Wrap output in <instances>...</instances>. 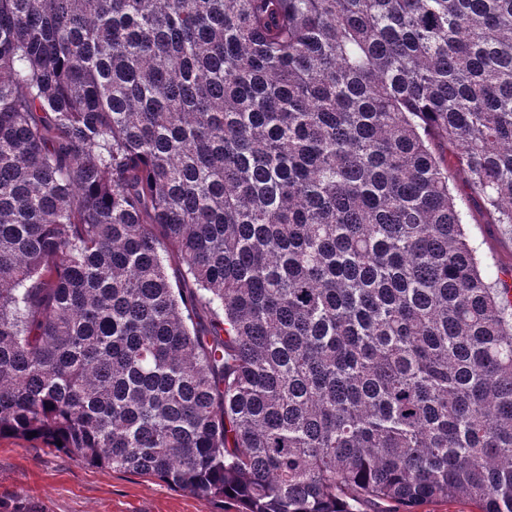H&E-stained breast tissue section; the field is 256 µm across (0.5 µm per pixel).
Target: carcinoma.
Listing matches in <instances>:
<instances>
[{
	"mask_svg": "<svg viewBox=\"0 0 512 512\" xmlns=\"http://www.w3.org/2000/svg\"><path fill=\"white\" fill-rule=\"evenodd\" d=\"M512 0H0V437L245 512H512ZM490 223L482 203L473 197L463 227L468 242L477 248L482 273L488 276L512 271V234L505 233L501 224Z\"/></svg>",
	"mask_w": 512,
	"mask_h": 512,
	"instance_id": "obj_1",
	"label": "carcinoma"
}]
</instances>
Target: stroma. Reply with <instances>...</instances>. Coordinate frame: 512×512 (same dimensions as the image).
<instances>
[{
  "instance_id": "35a3bbf8",
  "label": "stroma",
  "mask_w": 512,
  "mask_h": 512,
  "mask_svg": "<svg viewBox=\"0 0 512 512\" xmlns=\"http://www.w3.org/2000/svg\"><path fill=\"white\" fill-rule=\"evenodd\" d=\"M482 272L512 271V234L471 199L463 224ZM236 502L205 500L156 477L81 464L36 440L0 438V512H238Z\"/></svg>"
}]
</instances>
